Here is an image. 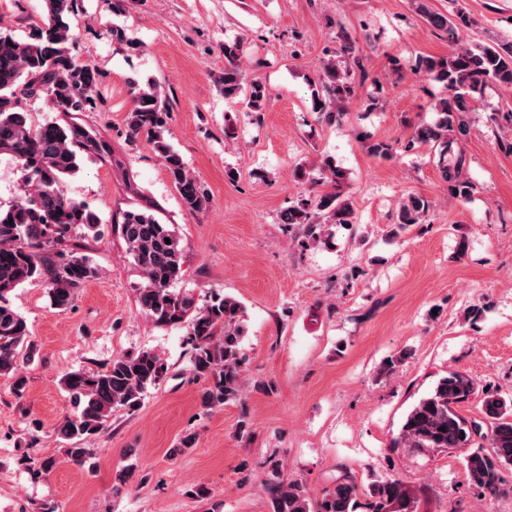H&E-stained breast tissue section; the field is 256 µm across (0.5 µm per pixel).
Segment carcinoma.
<instances>
[{"instance_id":"cac0c4a2","label":"carcinoma","mask_w":512,"mask_h":512,"mask_svg":"<svg viewBox=\"0 0 512 512\" xmlns=\"http://www.w3.org/2000/svg\"><path fill=\"white\" fill-rule=\"evenodd\" d=\"M77 0H44V12L33 22V33L21 40L0 30V155L12 157L23 172V186L10 207L0 210V376L12 380L16 391L26 385L25 363L34 351L26 320L10 304L15 288L33 281L46 284L51 305L69 308L77 291L99 276V268L75 248L64 250L74 236L99 234L101 219L86 204L68 197L64 178L79 169L83 154L105 158L108 143L76 121L94 105L100 74L95 66L73 54L75 33L71 17ZM424 19L448 36L452 49L446 56L419 58L417 69L440 88L433 103L435 119L417 127L414 139L431 143L438 154L442 180L452 195L471 197L474 185L464 177V160L457 154L448 164L454 127L466 126L485 91L512 88V46L464 44L458 31L474 21L463 11L453 18L419 0ZM340 51L321 65L318 82L311 84L312 108L336 115L338 106L354 95L353 72L362 69L355 47L343 31ZM244 42L224 43V97L240 98L248 112L263 111L269 92L242 68ZM47 96L54 110L64 116L35 125L24 101ZM169 104L160 89L147 84L134 94V106L126 118L127 135L152 145L178 193L184 208L197 212L209 200L207 189L189 171L179 152L165 137L163 115ZM320 174L334 191L314 199L302 198L288 209L284 223L303 227L313 243L328 240L332 225L354 223V210L343 189L344 171L325 159ZM430 203L419 196L403 201L398 211L402 230L423 223ZM112 224L127 246L132 265L140 274L135 287L142 314L157 326L187 325L191 345V372L206 382L201 408L207 412L241 400L243 394V308L231 296L215 295L199 306L191 292L178 290L182 280L184 250L170 224L138 209L122 210ZM170 243H165V239ZM167 373L163 360L151 350L116 356L97 371L74 370L63 376L65 390L81 406L78 417L65 418L56 428L67 442V458L79 464L90 454L86 442L106 427L112 413L140 409L145 392L161 383ZM477 392L471 376L450 371L409 410L393 441L428 455L454 448L467 449L464 470L468 481L481 492L500 495L512 487L504 473L512 471V395L483 391L482 418L468 419L460 404ZM272 478L266 484L273 512H414L402 480L396 476L361 487L343 474L322 497L311 498L297 482L279 480V461L270 459Z\"/></svg>"}]
</instances>
